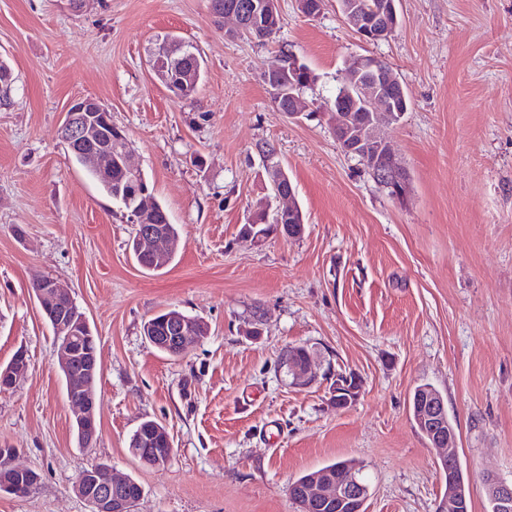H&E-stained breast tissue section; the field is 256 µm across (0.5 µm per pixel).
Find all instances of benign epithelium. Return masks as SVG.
Masks as SVG:
<instances>
[{"label":"benign epithelium","instance_id":"7a95c632","mask_svg":"<svg viewBox=\"0 0 512 512\" xmlns=\"http://www.w3.org/2000/svg\"><path fill=\"white\" fill-rule=\"evenodd\" d=\"M339 11L344 23L367 42L389 39L397 28L393 19L397 18L396 0H385L383 10L370 12L362 10L354 0H338ZM279 0H251L241 4L237 0L226 3L221 20H230L233 26L225 29L226 34H237L247 28L263 27L277 18ZM188 53L187 46L169 43L163 45L160 53L152 58L154 72L164 82L170 84L166 59L172 57L173 48ZM300 62L290 58L286 63L279 62L264 71L266 80L275 92H280L283 75L299 69ZM341 75L359 79L358 95L351 96L354 104L343 100L334 102L327 111L335 114V130L341 134L340 149L348 156L360 159L374 182L390 197L402 202L409 193V177L406 167L399 161L390 143L380 136L378 130L383 125L399 121L403 113L397 109L394 93L402 84L390 68L382 61L359 57ZM288 115L291 119L314 117L315 105L302 94L288 92ZM100 111L98 102L91 98L78 99L70 106L62 130L66 141L87 149L95 148L101 138L102 128L96 119ZM274 198L278 201L276 210L281 215L295 214L299 210L294 202V193L273 184ZM150 201L142 204L132 213V223L140 225L138 239L142 249L154 251L160 245L156 228L143 222L142 212ZM34 294L40 308L49 321L56 336V355L59 368L66 379L69 402L76 413L79 445L93 447L98 439L95 408L97 391L95 375L99 373L95 338L90 330L84 312L77 306L69 290L57 279L42 276L36 283ZM199 341L192 335L191 326L186 322L172 327L164 336H156L152 344L172 346L178 353ZM288 373L293 376V384L307 386L317 378L313 370L312 354L302 359L294 355V347H288L286 358ZM28 359L22 352L14 356L4 366L0 374L5 376L3 390L15 388L25 377ZM331 393L339 407L351 403L358 393L355 378L336 379ZM415 421L430 441V447L440 451V468L447 485L446 494L440 499L437 512H465L466 493L458 485L456 475L448 465L458 461L454 448L455 432L448 422V412L443 396L435 388L424 386L416 392ZM17 451L14 448L0 449V493L22 494L25 487L18 477L27 475L37 483V471L15 464ZM133 479L117 474L111 465L96 462L84 468L75 480L77 493L91 506V512H132L136 499L127 496ZM486 492L496 505L497 512H512V482L493 478L486 483ZM369 497V488L349 477L345 480L332 479L319 473L305 480L303 492L298 499L301 512H313V507L334 508L341 512H363Z\"/></svg>","mask_w":512,"mask_h":512}]
</instances>
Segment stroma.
<instances>
[{
	"instance_id": "35a3bbf8",
	"label": "stroma",
	"mask_w": 512,
	"mask_h": 512,
	"mask_svg": "<svg viewBox=\"0 0 512 512\" xmlns=\"http://www.w3.org/2000/svg\"><path fill=\"white\" fill-rule=\"evenodd\" d=\"M282 27L229 39L210 0H0V365L27 352L26 377L0 392V448L41 475L0 512H91L80 470L105 462L134 478V512H298L290 483L340 459L363 467L367 512H436L444 479L411 415L414 389L443 396L471 512L486 476L512 481V0H398L391 39L362 41L336 0L304 15L280 0ZM204 60L193 98L151 67L165 36ZM288 50L331 101L357 56L387 63L411 105L385 127L410 177L390 198L336 142L333 118L298 122L261 73ZM105 105L131 142L179 245L149 272L133 224L60 138L72 102ZM271 142L305 216L301 237L253 246L239 235L271 193L257 146ZM69 286L97 341L99 438L80 447L56 339L30 283ZM176 308L208 334L179 360L143 324ZM259 319L261 333L245 323ZM307 346L315 384L279 364ZM359 382L337 407L329 371ZM146 419L173 454L142 462L129 441Z\"/></svg>"
}]
</instances>
